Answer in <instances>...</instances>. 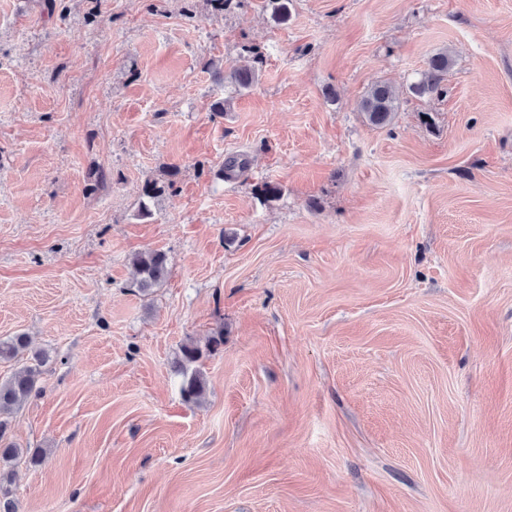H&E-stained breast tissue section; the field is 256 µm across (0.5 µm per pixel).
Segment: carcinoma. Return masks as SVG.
Here are the masks:
<instances>
[{
    "label": "carcinoma",
    "mask_w": 512,
    "mask_h": 512,
    "mask_svg": "<svg viewBox=\"0 0 512 512\" xmlns=\"http://www.w3.org/2000/svg\"><path fill=\"white\" fill-rule=\"evenodd\" d=\"M293 0H267L272 18L278 23H285L291 15ZM452 58L448 51L441 50L433 54L427 61V68L422 78L409 86V91L416 97L443 95L447 92L445 84ZM232 83L239 89H247L258 79L256 67L236 68L230 73ZM399 96L385 82L372 85L359 103V111L366 121L376 127L390 125L398 111ZM172 187L170 183L157 180H146L142 186V197L158 199ZM135 269V286L144 295L159 286L168 274L167 255L162 251L138 253L131 259ZM222 339L212 338L206 348L202 349L194 343L181 347L177 365L183 375L181 395L185 402L199 404L206 392V378L195 364L209 354L218 350ZM28 336L18 333L7 339H0V360H14L28 349ZM47 356L41 351L31 354V361L16 368L5 380L0 381V461L8 462L23 452L8 437L9 416L21 407L32 395L41 391L39 387L41 367ZM34 467L43 463L46 452L42 449L29 450L25 453Z\"/></svg>",
    "instance_id": "1"
}]
</instances>
